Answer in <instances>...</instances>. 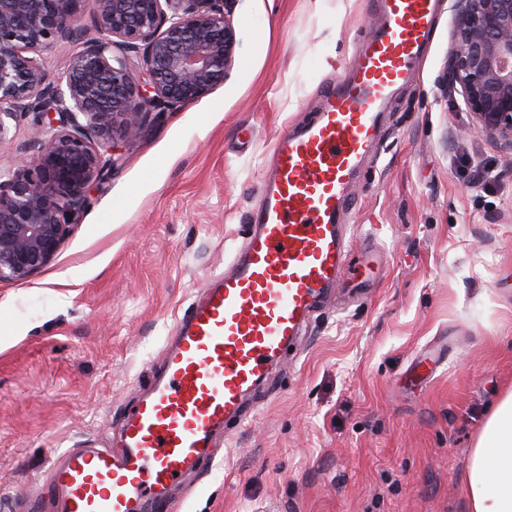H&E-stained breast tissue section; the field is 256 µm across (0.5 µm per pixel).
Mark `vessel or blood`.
Returning a JSON list of instances; mask_svg holds the SVG:
<instances>
[{"label":"vessel or blood","instance_id":"b4317fda","mask_svg":"<svg viewBox=\"0 0 512 512\" xmlns=\"http://www.w3.org/2000/svg\"><path fill=\"white\" fill-rule=\"evenodd\" d=\"M382 26L285 132L242 246L175 320L163 355L128 410L117 448H69L50 469L56 512H170L219 429L242 428L243 404L294 345L324 291L340 285L350 246L340 216L378 139L382 106L409 80L436 0H378Z\"/></svg>","mask_w":512,"mask_h":512}]
</instances>
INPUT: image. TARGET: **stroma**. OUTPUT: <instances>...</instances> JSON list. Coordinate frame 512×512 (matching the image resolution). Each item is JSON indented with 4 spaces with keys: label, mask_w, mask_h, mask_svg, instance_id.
<instances>
[{
    "label": "stroma",
    "mask_w": 512,
    "mask_h": 512,
    "mask_svg": "<svg viewBox=\"0 0 512 512\" xmlns=\"http://www.w3.org/2000/svg\"><path fill=\"white\" fill-rule=\"evenodd\" d=\"M416 77L382 107L341 223L374 251L366 297L329 289L247 401L252 420L189 476L177 512H469L464 472L512 388V155L472 131L440 81L455 0ZM238 45L198 101L149 107L142 135L86 194L55 260L0 282V512H28L56 448L111 446L175 319L243 242L278 135L378 19L368 0H234ZM41 132L19 115L0 175ZM491 166L496 189L455 155Z\"/></svg>",
    "instance_id": "obj_1"
}]
</instances>
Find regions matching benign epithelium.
<instances>
[{"mask_svg":"<svg viewBox=\"0 0 512 512\" xmlns=\"http://www.w3.org/2000/svg\"><path fill=\"white\" fill-rule=\"evenodd\" d=\"M458 4L443 84L474 130L512 153V0ZM86 11L98 36L55 84L43 51L77 37ZM236 45L225 0H0V144L22 113L41 114L44 135L23 173L0 181V281L24 283L56 258L117 139L141 135L147 94L165 108L201 99L223 83ZM131 53L142 54L141 76Z\"/></svg>","mask_w":512,"mask_h":512,"instance_id":"1","label":"benign epithelium"}]
</instances>
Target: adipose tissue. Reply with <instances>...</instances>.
<instances>
[{"label":"adipose tissue","mask_w":512,"mask_h":512,"mask_svg":"<svg viewBox=\"0 0 512 512\" xmlns=\"http://www.w3.org/2000/svg\"><path fill=\"white\" fill-rule=\"evenodd\" d=\"M470 512H512V391L488 416L466 472Z\"/></svg>","instance_id":"obj_1"}]
</instances>
